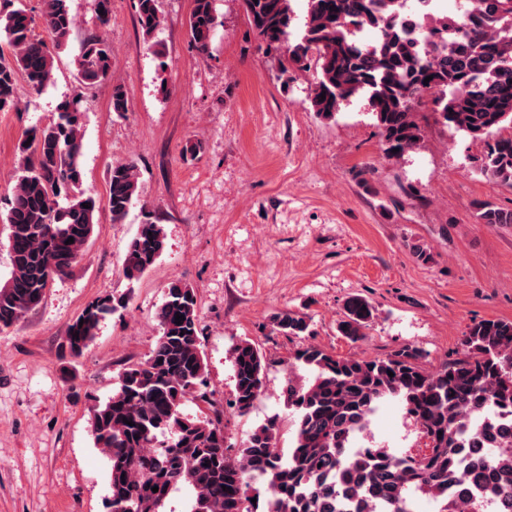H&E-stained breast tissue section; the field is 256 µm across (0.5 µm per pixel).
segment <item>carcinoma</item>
<instances>
[{
	"mask_svg": "<svg viewBox=\"0 0 512 512\" xmlns=\"http://www.w3.org/2000/svg\"><path fill=\"white\" fill-rule=\"evenodd\" d=\"M43 2L45 39L33 33L25 9L0 11V36L12 48L10 57L0 55V112L16 109L19 79L34 91L52 80L54 55L75 27L71 0ZM240 2L267 48L284 49L280 78L313 71L310 105L317 116L333 119L344 102L366 98L385 157L398 159L421 140L414 106L432 95L446 125L483 143L472 158L476 172L512 187V135L502 134L512 128V0H466L454 18L421 14L414 39L400 23L409 0H307L294 40L291 0ZM135 9L143 33L151 35L161 24L157 0H136ZM472 12L481 22L469 28ZM188 24L194 47L207 52L218 26L214 0H192ZM365 31L375 33L372 41L361 38ZM74 66L79 89L105 83L112 78V49L92 35ZM77 104L75 97L61 102L57 119L32 132L29 145H18L4 217L12 272L0 282V328L39 304L93 238L99 204L82 190ZM111 106L118 115L128 111L120 85L112 89ZM108 184L106 204L119 222L137 195L136 164H113ZM477 218L511 224L512 212L482 202ZM164 246L161 225L141 224L124 257L125 279L139 281ZM126 304L123 297L89 304L68 326L63 355H82L106 315ZM178 313L184 316L179 325ZM373 319L370 302L352 297L338 331L357 342ZM157 321L160 336L149 357L126 367L112 396L90 408L94 445L109 462L107 512H168L167 503L185 486L193 492L187 512H256L250 492L257 486L267 494L264 512H414L420 495L437 502L438 512H512V320L473 323L462 340L466 355L432 371L423 367L426 353L409 346L383 358L302 347L296 361L313 377L304 383L290 376L283 389L295 426L286 457L276 446L275 417L235 450L227 444L223 412L184 413L191 399L212 405L195 289L170 281ZM272 325L288 336L314 335L309 318L292 311L276 315ZM231 361L233 405L243 415L263 391L267 363L248 339L233 345ZM388 397L401 402L430 440L420 456L364 443L372 415ZM476 445L484 450L477 468Z\"/></svg>",
	"mask_w": 512,
	"mask_h": 512,
	"instance_id": "cac0c4a2",
	"label": "carcinoma"
}]
</instances>
